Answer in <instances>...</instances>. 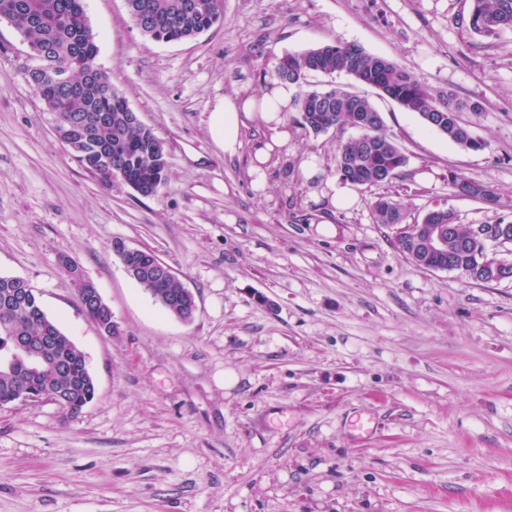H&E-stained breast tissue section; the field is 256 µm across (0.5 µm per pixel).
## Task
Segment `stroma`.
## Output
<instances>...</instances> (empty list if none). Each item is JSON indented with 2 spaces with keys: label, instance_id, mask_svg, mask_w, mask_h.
<instances>
[{
  "label": "stroma",
  "instance_id": "1",
  "mask_svg": "<svg viewBox=\"0 0 512 512\" xmlns=\"http://www.w3.org/2000/svg\"><path fill=\"white\" fill-rule=\"evenodd\" d=\"M98 64L164 141L149 198L98 184L29 86L27 43L0 20V275L25 279L85 353L96 397L77 419L50 402L0 407V512H512V279L478 284L414 267L375 224L377 190L339 183L352 129L291 127L292 174L225 156L216 102L260 92L288 53L340 41L466 102V150L377 89L368 97L408 161L407 219L512 220V29L461 25L466 0H224L191 40L143 36L126 0H84ZM313 180H306L308 169ZM497 201L455 196L449 173ZM307 219L295 221L294 203ZM151 249L195 296L169 315L125 271L114 241ZM76 259L112 309L82 312L60 260Z\"/></svg>",
  "mask_w": 512,
  "mask_h": 512
}]
</instances>
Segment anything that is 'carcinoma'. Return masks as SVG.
<instances>
[{
  "label": "carcinoma",
  "mask_w": 512,
  "mask_h": 512,
  "mask_svg": "<svg viewBox=\"0 0 512 512\" xmlns=\"http://www.w3.org/2000/svg\"><path fill=\"white\" fill-rule=\"evenodd\" d=\"M126 2L140 32L154 41L193 39L224 22V0ZM0 19L42 50L33 66L35 93L54 115L58 137L85 171L100 185H108L107 177L93 169L96 160L85 161L90 150L97 148L111 158L112 176L125 179L141 197L148 196L147 187L153 180L168 178L169 160L162 155L161 140L136 118L126 97L97 64L98 46L83 0H0ZM461 23L476 35L494 37L512 28V0H470ZM381 60L354 44L336 41L285 55L273 76L300 87L314 73H343L383 91L424 121L443 115V123L429 127L460 147L486 148L462 121L451 95L431 89L407 68ZM295 106L301 115L300 129L308 135L353 128L361 112L370 118L351 141L338 144L336 171L346 182L382 190L372 204L373 221L393 230L392 242L409 263L420 269L426 264L441 266L479 284L493 282L484 275L490 241L481 235L483 225L458 224L455 214H449L446 223L456 229L439 255L419 248L418 240L428 233L429 222L422 219L410 230L399 229L405 220V205L395 180L407 156L387 134L381 113L368 98L336 87L303 90ZM448 181L457 193L471 191L482 200L495 201V192L482 183L455 172ZM131 278L169 315L191 321L186 313L195 304L193 294L165 275L153 251L146 252L145 261L131 271ZM87 318L109 336L116 330L110 309L91 312ZM27 390L50 396L71 419L79 417L95 397L85 354L46 314L36 291L22 278L0 276V406L20 401Z\"/></svg>",
  "instance_id": "cac0c4a2"
}]
</instances>
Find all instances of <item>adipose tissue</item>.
I'll return each instance as SVG.
<instances>
[{
	"mask_svg": "<svg viewBox=\"0 0 512 512\" xmlns=\"http://www.w3.org/2000/svg\"><path fill=\"white\" fill-rule=\"evenodd\" d=\"M295 93L294 85L276 81L258 95L247 92L224 98L212 114L214 137L225 155L230 157L241 151L244 130L258 127L270 131L268 140L253 146L251 173L256 178L264 177V166L272 152L288 141L284 114Z\"/></svg>",
	"mask_w": 512,
	"mask_h": 512,
	"instance_id": "obj_1",
	"label": "adipose tissue"
}]
</instances>
